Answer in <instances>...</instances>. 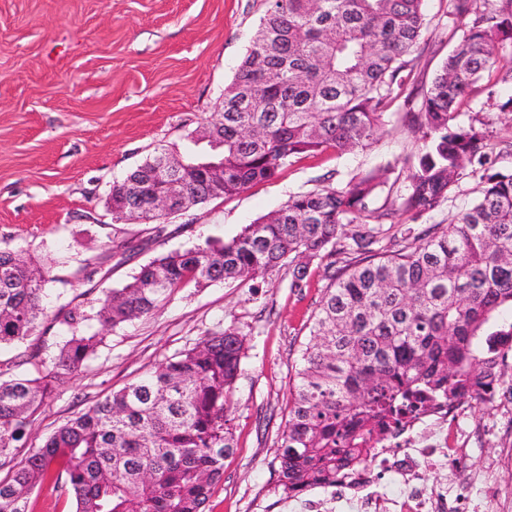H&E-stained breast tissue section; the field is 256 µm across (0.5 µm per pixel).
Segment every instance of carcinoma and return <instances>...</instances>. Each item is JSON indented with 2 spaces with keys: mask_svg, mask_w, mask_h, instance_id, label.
Instances as JSON below:
<instances>
[{
  "mask_svg": "<svg viewBox=\"0 0 512 512\" xmlns=\"http://www.w3.org/2000/svg\"><path fill=\"white\" fill-rule=\"evenodd\" d=\"M425 0H266L264 16L223 111L203 124L207 157L157 148L112 196L137 197L174 183L199 206L218 198L203 171L224 168V196L275 179L294 158L329 150L367 152L402 97L421 149L405 159L410 183L391 208L374 207L380 168L343 186L330 178L288 197L227 240L207 238L159 254L119 289L52 322L63 339L37 333L50 282L32 260L0 248V345L33 339L0 368V512H30V496L54 480L73 512H204L236 448L232 396L246 358L236 323L94 402L19 462L13 448L64 379L105 344V332L155 314L190 284L251 283L293 267L290 291L308 287L300 261H319L323 289L300 350L277 434L278 488L285 498L332 487L367 458L370 441L426 406L431 395L465 399L480 385L486 338L512 335V170L486 168L477 118L459 120L471 87L494 72L512 84V0L479 10L448 0L463 28L428 88L405 71L426 21ZM170 170L161 168L163 159ZM483 168L479 197L442 231L379 221L439 210L467 164ZM101 326L91 331L92 323ZM53 352H48V349ZM31 366L24 373L15 368Z\"/></svg>",
  "mask_w": 512,
  "mask_h": 512,
  "instance_id": "obj_1",
  "label": "carcinoma"
}]
</instances>
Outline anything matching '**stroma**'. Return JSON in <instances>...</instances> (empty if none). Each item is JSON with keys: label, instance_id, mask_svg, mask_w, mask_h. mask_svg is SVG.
Segmentation results:
<instances>
[{"label": "stroma", "instance_id": "35a3bbf8", "mask_svg": "<svg viewBox=\"0 0 512 512\" xmlns=\"http://www.w3.org/2000/svg\"><path fill=\"white\" fill-rule=\"evenodd\" d=\"M265 11V0H0V246L43 263L45 303L94 305L125 285L157 254L206 238L228 239L243 225L312 189L372 168L387 171L376 198L402 193L405 157L414 150L393 104L378 143L366 153L297 159L272 182L154 224L116 220L107 204L115 179L154 148L206 150L191 134L223 100ZM448 0H427L426 28L414 52L413 79L429 85L456 44ZM508 91L484 77L460 109L483 117L494 169H512V113L496 101ZM480 177L460 170L447 203L402 224H445L477 195ZM288 271L258 291L236 283L179 289L157 314L109 333L105 346L61 384L15 450L24 459L55 428L95 401L194 344L205 330L234 321L251 329L233 397L234 454L206 512H284L273 442L285 421L289 380L309 335L325 282L311 265L308 288L292 293Z\"/></svg>", "mask_w": 512, "mask_h": 512}]
</instances>
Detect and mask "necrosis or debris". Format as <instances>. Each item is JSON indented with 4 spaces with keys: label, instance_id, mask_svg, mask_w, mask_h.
Returning <instances> with one entry per match:
<instances>
[{
    "label": "necrosis or debris",
    "instance_id": "1",
    "mask_svg": "<svg viewBox=\"0 0 512 512\" xmlns=\"http://www.w3.org/2000/svg\"><path fill=\"white\" fill-rule=\"evenodd\" d=\"M509 418L469 422L470 400H436L404 426L372 442L360 469L332 489L289 499L290 512H512V493L475 470L487 443L500 445L497 466L512 468V389L491 381L479 389ZM443 477L428 482L427 472Z\"/></svg>",
    "mask_w": 512,
    "mask_h": 512
}]
</instances>
